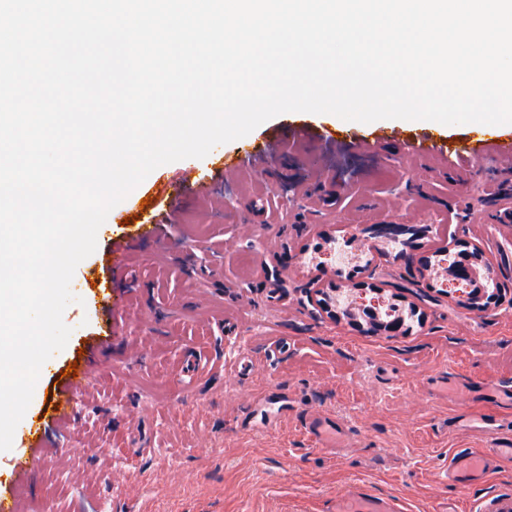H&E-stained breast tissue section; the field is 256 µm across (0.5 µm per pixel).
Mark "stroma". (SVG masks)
<instances>
[{
	"label": "stroma",
	"instance_id": "35a3bbf8",
	"mask_svg": "<svg viewBox=\"0 0 512 512\" xmlns=\"http://www.w3.org/2000/svg\"><path fill=\"white\" fill-rule=\"evenodd\" d=\"M309 147L243 170L229 185L179 198L157 186L184 161L153 170L128 196L137 223L162 220L164 236L135 248L127 298L112 314V349L83 393L80 417L56 428L23 512H328L332 498L363 485L406 512L463 508L512 494V461L465 487L448 463L488 436L477 417L512 439V405L485 390L512 389V175L502 163L423 160L385 143L325 160L324 178L306 172ZM432 227L420 245L365 227ZM483 247L502 285L499 304L478 312L455 288L421 275V252L437 268L453 257L450 236ZM362 266L351 294L378 318L416 305L421 320L404 336L370 332L317 310L305 284L319 268ZM64 312L72 329L55 354L59 368L103 327L91 286L73 288ZM287 352L270 350L272 339ZM439 376L471 388L474 422L436 390ZM288 402L276 429L246 431L252 399ZM324 410L346 431L343 447L319 448L306 415Z\"/></svg>",
	"mask_w": 512,
	"mask_h": 512
}]
</instances>
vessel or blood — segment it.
I'll list each match as a JSON object with an SVG mask.
<instances>
[{
    "instance_id": "b4317fda",
    "label": "vessel or blood",
    "mask_w": 512,
    "mask_h": 512,
    "mask_svg": "<svg viewBox=\"0 0 512 512\" xmlns=\"http://www.w3.org/2000/svg\"><path fill=\"white\" fill-rule=\"evenodd\" d=\"M388 140L397 143L405 153L418 157H444L448 154V137L440 131H383L374 134L372 142L379 145ZM301 142L324 150L357 144L358 138L349 131L335 126L285 123L272 129L261 141L241 145L234 154L219 161L217 171L236 173L243 168L266 162L281 150ZM491 154L511 156L512 141L503 138L498 131L489 130L481 136L471 138L460 156L472 160ZM211 178V173L198 171L196 166L190 165L184 168L177 178L159 185L158 190L172 197L182 196L187 190L195 187L205 193L211 188ZM162 234V225L150 223L138 225L132 235H118L108 239L99 265L89 267L87 270L98 288L97 302L104 312H111L124 301L123 294L115 292L112 277L116 272L127 268L132 245L159 240ZM111 343L112 336L108 333L91 339L87 344L89 356L79 362L76 374L64 377L55 386L52 410L41 409L32 413L27 422L17 429L15 438L22 448V453L8 465L5 478L0 479V512H18V486L29 481L45 458L50 428L57 424L76 421L80 396L94 365V357L107 350ZM251 413L252 420L244 424L246 430H254L258 425L270 430L276 427L283 409L278 406L276 399L266 396L254 400ZM483 428L491 435L485 448L458 454L448 464V476L458 484L466 486L481 481L499 462L512 460V441L505 443L497 437V424L487 420L484 421ZM307 429L323 448L335 447L337 441L345 437L335 418L325 411L313 414ZM333 512H402V508L397 501L373 496L362 487L356 486L337 497Z\"/></svg>"
}]
</instances>
